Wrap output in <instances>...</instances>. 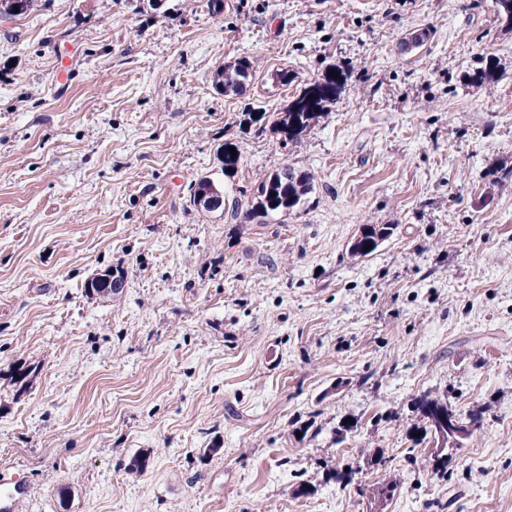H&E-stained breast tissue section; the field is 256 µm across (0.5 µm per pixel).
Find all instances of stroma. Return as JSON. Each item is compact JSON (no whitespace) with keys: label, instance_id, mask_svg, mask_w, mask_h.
Returning <instances> with one entry per match:
<instances>
[{"label":"stroma","instance_id":"35a3bbf8","mask_svg":"<svg viewBox=\"0 0 512 512\" xmlns=\"http://www.w3.org/2000/svg\"><path fill=\"white\" fill-rule=\"evenodd\" d=\"M207 4L0 18V494L14 512H512V32L493 0ZM489 53L502 79L469 85ZM244 56L251 91L221 94L217 67ZM342 62L300 142L241 125ZM286 165L314 177L302 208L233 217ZM203 176L223 210L191 203ZM364 224L396 230L351 257ZM108 268L123 288L88 296ZM424 393L481 417L446 482L437 440L413 439ZM352 460L357 484L327 480Z\"/></svg>","mask_w":512,"mask_h":512}]
</instances>
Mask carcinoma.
I'll use <instances>...</instances> for the list:
<instances>
[{
	"instance_id": "carcinoma-1",
	"label": "carcinoma",
	"mask_w": 512,
	"mask_h": 512,
	"mask_svg": "<svg viewBox=\"0 0 512 512\" xmlns=\"http://www.w3.org/2000/svg\"><path fill=\"white\" fill-rule=\"evenodd\" d=\"M494 12L504 28L512 31V0H493ZM335 70L339 76L333 78L329 70ZM502 67L491 55L485 59V65L477 68L469 76V82L475 85H490L498 81ZM215 86L226 95H242L253 85L255 66L253 62L241 57L227 62L215 72ZM350 77V69L344 65L330 64L323 70L321 77L300 89L282 112L276 113L272 125L283 137L284 144L300 141L318 122L319 118L329 110L331 104L342 92ZM312 175L298 172L290 166L282 167L269 174L261 182L257 193L248 202L245 218L256 224L265 223L272 214L290 213L299 208L304 197L313 189ZM394 232L392 224H365L350 245L353 256L366 257L371 255L379 245L388 240ZM414 411L425 421L421 427L423 434H432L444 443L449 440L441 436L434 428L438 415L455 418L457 414L448 407V403L430 397L427 394L417 397ZM361 467L354 463L347 464L345 469H334L328 472L329 478L349 486L354 483V473Z\"/></svg>"
}]
</instances>
